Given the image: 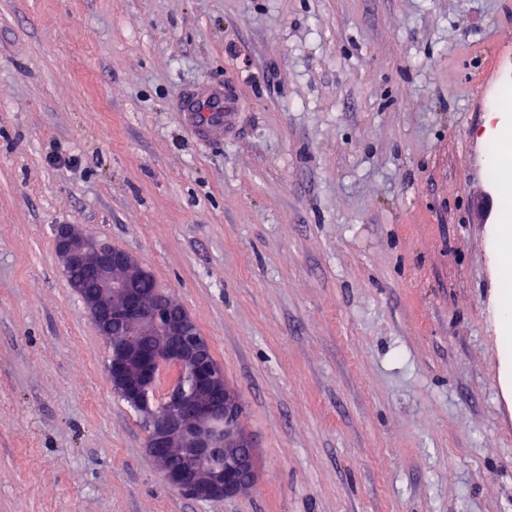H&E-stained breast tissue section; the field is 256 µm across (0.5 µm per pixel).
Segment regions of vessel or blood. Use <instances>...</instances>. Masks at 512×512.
Returning a JSON list of instances; mask_svg holds the SVG:
<instances>
[{
    "label": "vessel or blood",
    "instance_id": "b4317fda",
    "mask_svg": "<svg viewBox=\"0 0 512 512\" xmlns=\"http://www.w3.org/2000/svg\"><path fill=\"white\" fill-rule=\"evenodd\" d=\"M182 122L202 140L222 138L225 128L234 118L233 104L222 87L207 86L180 108Z\"/></svg>",
    "mask_w": 512,
    "mask_h": 512
}]
</instances>
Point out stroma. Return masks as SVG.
<instances>
[{"mask_svg": "<svg viewBox=\"0 0 512 512\" xmlns=\"http://www.w3.org/2000/svg\"><path fill=\"white\" fill-rule=\"evenodd\" d=\"M206 81L238 100L216 142L177 112ZM507 81L512 0H0V512H512ZM59 224L193 316L246 493L156 473ZM488 151L496 161L487 169L489 182L503 195L512 191V130H504L488 143Z\"/></svg>", "mask_w": 512, "mask_h": 512, "instance_id": "stroma-1", "label": "stroma"}]
</instances>
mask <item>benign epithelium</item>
I'll use <instances>...</instances> for the list:
<instances>
[{
    "mask_svg": "<svg viewBox=\"0 0 512 512\" xmlns=\"http://www.w3.org/2000/svg\"><path fill=\"white\" fill-rule=\"evenodd\" d=\"M65 272L97 282L92 294L69 280L109 348L113 390L138 409L153 466L171 488L199 501L236 497L258 480L252 438L240 425L238 393L227 383L191 315L171 312L164 294L144 297L138 282L153 277L138 257L101 243L70 224L55 229ZM155 337L154 346L142 344Z\"/></svg>",
    "mask_w": 512,
    "mask_h": 512,
    "instance_id": "1",
    "label": "benign epithelium"
}]
</instances>
